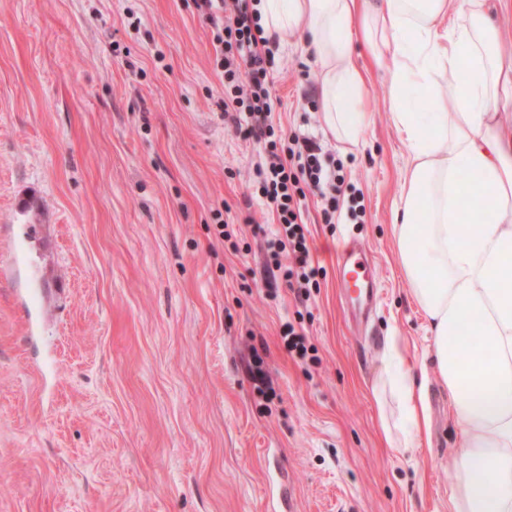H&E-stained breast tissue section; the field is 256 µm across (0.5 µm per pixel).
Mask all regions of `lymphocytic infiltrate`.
Here are the masks:
<instances>
[{
  "mask_svg": "<svg viewBox=\"0 0 512 512\" xmlns=\"http://www.w3.org/2000/svg\"><path fill=\"white\" fill-rule=\"evenodd\" d=\"M195 5L215 25L216 61L224 75V115L236 133L264 146L251 181L278 224L266 242V254L289 290L305 297L319 270L311 264L302 203L307 196L319 197L323 222L333 223L336 195L345 183L343 163L311 137L274 126L269 75L275 53L246 0H195Z\"/></svg>",
  "mask_w": 512,
  "mask_h": 512,
  "instance_id": "1",
  "label": "lymphocytic infiltrate"
}]
</instances>
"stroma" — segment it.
<instances>
[{
    "label": "stroma",
    "instance_id": "1",
    "mask_svg": "<svg viewBox=\"0 0 512 512\" xmlns=\"http://www.w3.org/2000/svg\"><path fill=\"white\" fill-rule=\"evenodd\" d=\"M356 56L370 123L353 146L302 99L318 75L298 40L275 53L274 122L303 126L364 196L356 220L339 195L332 224L307 198L322 273L302 317L264 286L259 147L224 122L194 0H0V512H271L283 488L293 512H448L459 436L392 234L408 154L386 63ZM353 241L379 286L362 330L336 272ZM289 323L316 360L288 354ZM391 334L429 371L416 448L380 426Z\"/></svg>",
    "mask_w": 512,
    "mask_h": 512
}]
</instances>
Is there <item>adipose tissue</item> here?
I'll return each instance as SVG.
<instances>
[{
    "instance_id": "1",
    "label": "adipose tissue",
    "mask_w": 512,
    "mask_h": 512,
    "mask_svg": "<svg viewBox=\"0 0 512 512\" xmlns=\"http://www.w3.org/2000/svg\"><path fill=\"white\" fill-rule=\"evenodd\" d=\"M269 38H300L337 140L365 134L364 38L388 59L393 123L410 165L393 213L402 274L434 335L460 435L449 512H512V0H259ZM433 109H413L416 96ZM380 381L399 408L397 448L428 427L425 384L399 337Z\"/></svg>"
}]
</instances>
